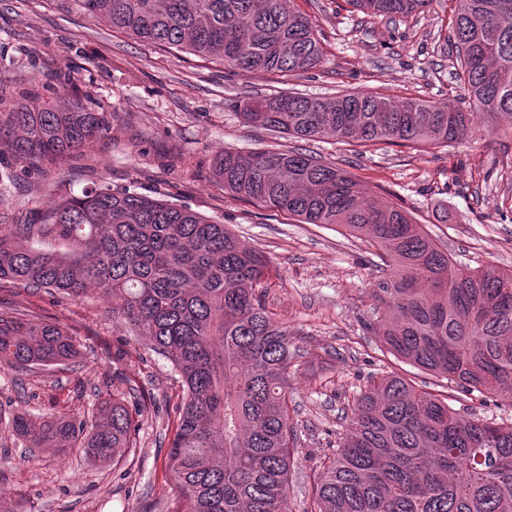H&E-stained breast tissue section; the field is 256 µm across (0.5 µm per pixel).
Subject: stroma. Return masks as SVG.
Masks as SVG:
<instances>
[{"label":"stroma","mask_w":512,"mask_h":512,"mask_svg":"<svg viewBox=\"0 0 512 512\" xmlns=\"http://www.w3.org/2000/svg\"><path fill=\"white\" fill-rule=\"evenodd\" d=\"M314 22L322 64L308 74L248 78L179 48H160L84 14L75 0H0V83L63 104L80 99L106 113L110 131L90 150L42 173L0 181V227L47 210L54 189L100 181L214 218L268 261L265 307L287 322L303 352L288 369L297 430L290 512H303L326 456L347 423L343 409L368 377L395 372L447 396L466 419L512 420V402L483 401L386 352L374 318L375 249L335 224H304L226 192L215 175L224 150H302L348 170L368 196L400 202L455 262L512 269V133L477 134L449 145L405 147L301 140L244 126L255 94L332 96L339 91L420 97L466 105L457 62L445 48L454 0H432L396 20L370 18L347 0H293ZM0 304L73 330L75 363L38 374L0 370V498L31 512H186L168 469L183 388L171 363L112 317L111 302L74 300L0 283ZM138 386L137 448L119 464L80 452L25 448L9 426L32 415L89 413L93 403Z\"/></svg>","instance_id":"obj_1"}]
</instances>
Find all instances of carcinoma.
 Segmentation results:
<instances>
[{
  "label": "carcinoma",
  "instance_id": "obj_1",
  "mask_svg": "<svg viewBox=\"0 0 512 512\" xmlns=\"http://www.w3.org/2000/svg\"><path fill=\"white\" fill-rule=\"evenodd\" d=\"M112 29L220 61L249 77L304 75L323 60L317 29L286 0H79ZM389 20L432 0H347ZM446 41L469 110L370 92L254 96L248 126L304 140L433 146L512 117V0H456ZM110 122L74 99L11 102L0 89V179L40 171L102 140ZM224 190L305 224H339L382 261L374 333L415 367L485 398H512V270L454 263L398 202L367 199L342 167L296 150L224 151ZM60 240L67 250L18 240ZM268 264L223 224L103 181L62 195L38 224L0 232V281L74 299H112V315L168 359L183 403L170 440L171 473L187 512H288L295 441L288 368L299 349L261 301ZM80 341L17 308L0 310V365L65 366ZM348 426L322 462L310 512H512V422L464 420L432 392L394 374L372 378L348 403ZM8 426L29 448H79L118 463L136 447L126 400L89 420L17 412Z\"/></svg>",
  "mask_w": 512,
  "mask_h": 512
}]
</instances>
